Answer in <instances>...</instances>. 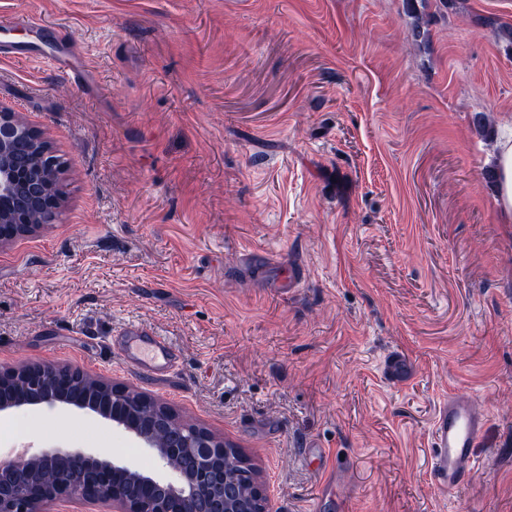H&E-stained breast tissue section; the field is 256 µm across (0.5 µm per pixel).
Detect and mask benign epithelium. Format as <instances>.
Returning a JSON list of instances; mask_svg holds the SVG:
<instances>
[{
	"instance_id": "7a95c632",
	"label": "benign epithelium",
	"mask_w": 512,
	"mask_h": 512,
	"mask_svg": "<svg viewBox=\"0 0 512 512\" xmlns=\"http://www.w3.org/2000/svg\"><path fill=\"white\" fill-rule=\"evenodd\" d=\"M21 138L32 140L39 151L40 162L31 170L20 168L13 160V147ZM55 169L54 154L35 127L0 109V197H16L24 207L39 204L44 183ZM41 228L40 224H25L1 212L0 247L31 237ZM84 379L106 393L109 404L93 403L71 392L66 383L46 390L43 371L37 367L20 380L15 374L0 370V386H11L14 391L10 397L0 398V413L45 404L95 414L155 451L171 471V477H153L114 461L106 452L41 450L32 453L29 461L55 471V479L46 483L25 481L15 473L14 463L1 461L0 512H43V505L52 501L109 505L110 512H194L201 492L209 497V512H272L269 487L256 470L248 473V479L236 491H224V463H245L247 459L238 449H229L222 437L183 424L175 447L157 448L153 426L141 423L130 413L132 406L152 397L89 373L84 374ZM175 455L191 456L192 470L174 467Z\"/></svg>"
}]
</instances>
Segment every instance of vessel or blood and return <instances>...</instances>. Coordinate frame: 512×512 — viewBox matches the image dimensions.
Masks as SVG:
<instances>
[{"mask_svg": "<svg viewBox=\"0 0 512 512\" xmlns=\"http://www.w3.org/2000/svg\"><path fill=\"white\" fill-rule=\"evenodd\" d=\"M28 26L42 31L51 48L70 52L71 47L62 29L48 25L38 16L26 19ZM12 24L0 22V57L10 55L33 60H46L45 51L15 42ZM131 372L154 380L170 375L177 367L181 352L166 337L149 333L136 326L123 328L112 341ZM389 385L407 386L413 368L402 355L389 357L383 368ZM488 416L470 396L449 392L441 398L432 424V440L428 473L443 495H453L469 479L476 463L478 439L487 425Z\"/></svg>", "mask_w": 512, "mask_h": 512, "instance_id": "1", "label": "vessel or blood"}]
</instances>
